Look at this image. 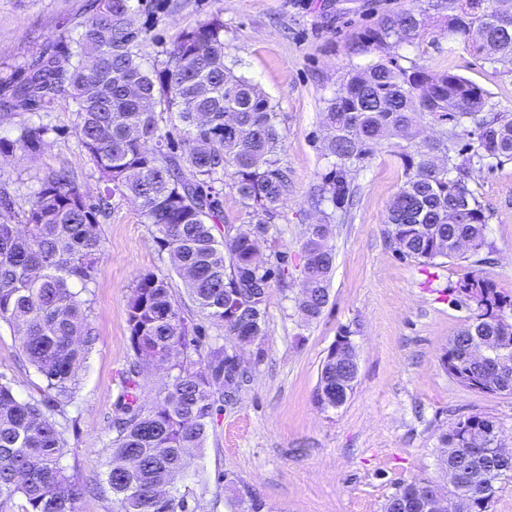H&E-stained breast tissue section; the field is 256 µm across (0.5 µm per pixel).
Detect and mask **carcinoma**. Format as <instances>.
Here are the masks:
<instances>
[{
  "label": "carcinoma",
  "mask_w": 512,
  "mask_h": 512,
  "mask_svg": "<svg viewBox=\"0 0 512 512\" xmlns=\"http://www.w3.org/2000/svg\"><path fill=\"white\" fill-rule=\"evenodd\" d=\"M498 0H442L449 31L471 43L492 65L512 66V19L504 20ZM133 0H89L86 15L24 65V81L13 90L15 106L51 111L74 106L75 134L105 183L92 203L66 169L52 170L16 219V201L0 186V321L9 324L25 360L45 382L43 396L19 399L0 382V512H80L85 486L63 463L65 407L74 399L76 374L93 344L88 294L98 275L102 251L99 216L119 194L138 202L154 243L168 255L171 270L224 335H266L262 305L271 269L250 267L254 242L265 240L288 187L277 159L280 135L276 112L257 84L237 73L224 51V21L216 14L177 36L165 58H146L136 43L149 29H134ZM420 14L408 9L373 32L379 47L393 38L407 43L422 36ZM207 112L210 124L196 123ZM235 118L228 134L224 116ZM440 127L439 136L417 140L416 123ZM324 123L331 169L320 200L345 211L355 193L351 174L385 148L396 149L403 182L384 223L394 250L422 265L464 254L482 263L489 216L472 184L484 167L512 161V114L486 109V92L448 70L433 72L394 58L352 70L330 100ZM51 128L22 124L0 135V158L35 156ZM471 138L465 151L458 140ZM255 219L250 234L224 225V175ZM416 224L426 225L418 233ZM329 224H312L302 254L322 257L303 267L302 288L314 292L299 306L307 320L319 317L329 299L333 249ZM470 305L478 294L487 307L472 312L448 342L442 364L461 386L480 394L496 390L458 345L470 338L490 341L495 354L512 359V296L486 276L475 274L456 289ZM132 352L114 404L104 481L121 512H196L194 489L180 486L187 458L204 447L217 404L237 392L244 373L233 376L222 344L207 346L198 368L196 328L188 325L168 278L148 273L127 297ZM324 360L318 389L323 405L336 406V387ZM162 370L168 381L151 399L140 374ZM464 440L440 437L444 462L467 471V482L486 488L474 512H489L497 484L512 472V461L487 446L495 424L478 414L460 419ZM414 480L396 488L383 504L391 512L410 496ZM233 512H263L249 487H231Z\"/></svg>",
  "instance_id": "obj_1"
}]
</instances>
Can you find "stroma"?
<instances>
[{"instance_id":"35a3bbf8","label":"stroma","mask_w":512,"mask_h":512,"mask_svg":"<svg viewBox=\"0 0 512 512\" xmlns=\"http://www.w3.org/2000/svg\"><path fill=\"white\" fill-rule=\"evenodd\" d=\"M86 0H0V72L21 80L22 66L80 17ZM175 12L159 0H140L133 26H146L147 58L164 56L177 35L213 14L224 21L225 52L239 73L257 83L277 114L278 154L288 191L261 252L268 266L284 258L288 284L272 282L265 303L264 358L249 364L247 380L231 401L219 403L203 450L191 458L197 512H228L226 481L242 480L268 512H382L397 485L414 479L441 484L439 438L472 414L494 421L512 447V394L473 392L449 377L442 357L469 309L455 290L482 274L512 295V161L483 170L478 197L491 215L484 262L443 259L423 267L390 247L387 206L402 183L399 158L377 152L354 174L357 202L349 215L318 203L330 170L323 114L346 73L379 59L448 69L482 87L487 106L512 113V68L491 67L459 35L446 30L428 0H181ZM420 11L425 34L410 43L370 50L366 39L405 9ZM11 89L0 86V134L23 123L52 131L33 158L0 159V184L26 208L49 171L71 170L90 199L105 186L75 135L71 108L52 112L10 109ZM332 223L335 262L330 298L321 316L305 321L296 298L310 225ZM103 249L90 296L94 344L78 371L76 397L66 409L65 461L88 486L80 512H118L105 484L103 460L109 422L129 360L126 303L147 273L168 277L185 317L199 328L201 344L224 339L205 317L183 281L170 274L151 227L130 199L113 196L99 219ZM358 345L359 374L344 405L318 404L321 366L342 330ZM0 376L18 398L39 396L43 379L24 361L6 323L0 322Z\"/></svg>"}]
</instances>
